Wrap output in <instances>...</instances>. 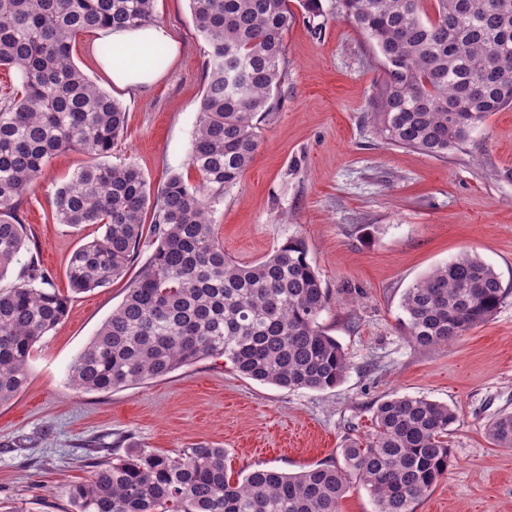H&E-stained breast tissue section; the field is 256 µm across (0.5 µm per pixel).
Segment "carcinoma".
Here are the masks:
<instances>
[{"mask_svg":"<svg viewBox=\"0 0 512 512\" xmlns=\"http://www.w3.org/2000/svg\"><path fill=\"white\" fill-rule=\"evenodd\" d=\"M342 0L381 58L376 102L387 143L442 157L468 141L489 115L512 106V0ZM207 47L206 82L188 164L192 186L173 174L151 191L139 168L103 161L124 131L126 112L73 62L76 37L154 21V0H0V66L20 84L0 91V278L25 246L23 200L61 153L87 162L52 194L59 224H98L99 239L76 248L71 289L104 287L155 248L125 299L70 367L80 392H110L163 377L205 356L289 390H326L347 369L340 343L319 324L330 297L308 248L293 237L253 265H240L215 239L210 215L251 166L259 124L277 108L285 78L289 0H189ZM24 282L0 292V404L25 386L34 345L64 318L67 298L30 261ZM504 296L498 274L463 252L407 288L400 307L410 342L433 349L488 322ZM375 433L343 448L376 512L414 504L452 463V408L395 396L373 411ZM512 448V412L486 425ZM224 449L174 455L139 452L112 463L88 459L90 480L70 496L77 512H338L345 471L317 467L290 475L257 469L233 480Z\"/></svg>","mask_w":512,"mask_h":512,"instance_id":"obj_1","label":"carcinoma"}]
</instances>
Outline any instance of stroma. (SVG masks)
I'll return each mask as SVG.
<instances>
[{
	"label": "stroma",
	"instance_id": "obj_1",
	"mask_svg": "<svg viewBox=\"0 0 512 512\" xmlns=\"http://www.w3.org/2000/svg\"><path fill=\"white\" fill-rule=\"evenodd\" d=\"M321 4L320 16L297 12L286 31L279 108L262 120L251 167L225 189L211 218L225 253L242 265L289 238L305 240L330 295L319 322L348 358L343 381L293 391L210 356L109 393L72 389L71 364L138 269L72 292L68 259L102 231L53 220L55 188L85 163L59 155L21 208L27 245L0 280L2 291L20 284L34 257L69 299L64 320L32 350L27 384L0 405V512H76L70 488L89 477L88 458H123L133 447L165 454L220 447L234 477L340 467L347 440L370 436L376 404L394 395L425 397L459 415L448 436L454 463L414 512H512V449L484 433L489 419L512 411V109L490 115L445 157L386 143L373 116L384 67L340 0ZM154 15L179 51L153 84L115 88L88 51L89 34L77 37L73 60L126 110L110 163L134 164L154 189L175 173L192 185L188 149L205 45L189 0H155ZM466 251L500 275L505 294L496 314L450 344L413 346L401 325L403 292Z\"/></svg>",
	"mask_w": 512,
	"mask_h": 512
}]
</instances>
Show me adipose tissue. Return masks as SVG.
Masks as SVG:
<instances>
[{
    "mask_svg": "<svg viewBox=\"0 0 512 512\" xmlns=\"http://www.w3.org/2000/svg\"><path fill=\"white\" fill-rule=\"evenodd\" d=\"M104 40L112 45V58L103 62V70L113 84L137 88L156 81L151 50L154 45L170 43L168 31L160 25L103 31Z\"/></svg>",
    "mask_w": 512,
    "mask_h": 512,
    "instance_id": "obj_1",
    "label": "adipose tissue"
}]
</instances>
